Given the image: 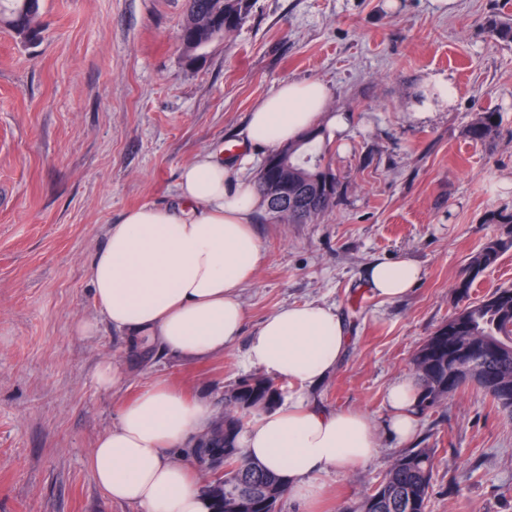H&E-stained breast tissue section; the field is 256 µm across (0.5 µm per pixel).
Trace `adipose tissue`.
Listing matches in <instances>:
<instances>
[{
	"instance_id": "ef3b65f1",
	"label": "adipose tissue",
	"mask_w": 512,
	"mask_h": 512,
	"mask_svg": "<svg viewBox=\"0 0 512 512\" xmlns=\"http://www.w3.org/2000/svg\"><path fill=\"white\" fill-rule=\"evenodd\" d=\"M327 97L318 80L280 84L249 113L247 139L266 147L294 143L322 121L344 138L349 117L327 115ZM177 198L175 206L142 205L108 225L88 276L102 320L130 343L199 362L234 347L242 333L239 291L264 261L254 230L263 200L246 176L231 177L219 152L199 155L182 169ZM421 275L419 264L406 258L365 268L367 288L385 300L403 297ZM347 344L342 318L313 302L272 311L248 340L245 367L285 381L288 394L279 408L246 422L238 445L283 477L301 512H312L328 474L376 457L379 432L403 445L418 430V393L406 376L389 385L388 417L380 428L362 412L317 404L313 392ZM213 420L209 401L154 382L124 404L91 449L88 466L113 502L138 512H210V497L175 451L194 445Z\"/></svg>"
}]
</instances>
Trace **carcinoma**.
<instances>
[{"label":"carcinoma","instance_id":"1","mask_svg":"<svg viewBox=\"0 0 512 512\" xmlns=\"http://www.w3.org/2000/svg\"><path fill=\"white\" fill-rule=\"evenodd\" d=\"M252 8V0H186V20L181 32L184 55L197 60L215 39L226 37L227 21L242 24ZM0 22L9 26L24 42L41 39L40 0H0ZM498 41L512 43V18L492 15L486 21ZM497 113L479 112L469 125V138L485 143L495 138ZM292 154L272 181L258 173L257 190L270 218L280 224L317 221L334 206L339 181L324 164L325 155L313 139L288 145ZM288 182V209H273L276 183ZM512 249V223L489 239L467 258L463 277L456 283L464 305L455 308L432 336L414 352L413 366L419 391V411L438 407L448 394L468 387L482 392L495 406L512 417V395L506 397L500 386L512 385V289H499L480 299H470L471 285L481 273L494 266ZM458 337L459 349L471 350L470 361L477 373L452 374L455 351L448 337ZM286 383L251 375L236 381L224 391V417L217 421L196 444L193 454L224 455V475L213 473V506L229 507L238 493L250 496L253 512H279L286 489L279 477L246 458L237 445L244 418L256 410H272L282 398ZM434 449L409 448L398 454L383 479L350 509V512H427L433 474Z\"/></svg>","mask_w":512,"mask_h":512}]
</instances>
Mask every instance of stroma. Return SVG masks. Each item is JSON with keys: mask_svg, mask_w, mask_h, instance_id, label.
I'll list each match as a JSON object with an SVG mask.
<instances>
[{"mask_svg": "<svg viewBox=\"0 0 512 512\" xmlns=\"http://www.w3.org/2000/svg\"><path fill=\"white\" fill-rule=\"evenodd\" d=\"M493 14L512 16V0H453L444 12L432 0H253L196 61L180 41L184 0H41L33 45L0 25V512H136L87 465L123 403L162 380L220 413L248 376L244 341L204 363L142 364L101 322L87 267L108 224L172 203L182 168L243 142L252 107L292 80L322 81L329 111L351 115L345 145L327 129L318 138L340 192L312 224L259 214L265 260L240 292L243 333L280 307L333 309L349 343L316 400L384 422L387 386L412 375L414 351L455 310L467 257L512 215V44L485 29ZM433 76L456 100L421 118ZM487 108L497 135L471 141ZM403 256L420 282L398 300L374 297L366 264ZM80 321L97 322L95 335L79 336ZM105 359L126 373L119 391L94 383ZM412 445L435 451L429 512H512V418L481 393L422 414ZM400 451L381 438L372 463L327 477L318 512H348Z\"/></svg>", "mask_w": 512, "mask_h": 512, "instance_id": "stroma-1", "label": "stroma"}]
</instances>
